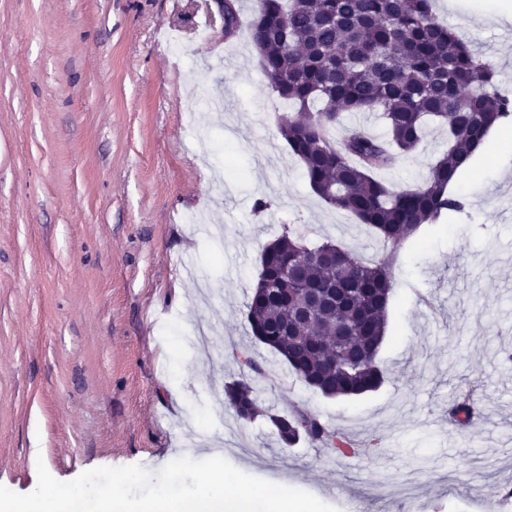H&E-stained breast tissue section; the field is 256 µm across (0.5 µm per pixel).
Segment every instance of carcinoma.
I'll return each instance as SVG.
<instances>
[{
    "label": "carcinoma",
    "instance_id": "carcinoma-1",
    "mask_svg": "<svg viewBox=\"0 0 512 512\" xmlns=\"http://www.w3.org/2000/svg\"><path fill=\"white\" fill-rule=\"evenodd\" d=\"M434 0H255L250 40L272 90L291 102L279 130L288 151L303 163L311 190L327 205L350 212L383 244L379 262L366 264L327 241L309 246L288 228L262 248L261 270L246 302L256 342L279 354L308 387L326 397L359 396L385 381L377 355L386 332L398 247L421 226L465 211L462 196L448 192L462 161L471 157L490 127L512 117V99L498 73L433 12ZM345 112H377L386 126L380 138L361 127L331 131ZM448 132V150L429 166L423 182L396 190L376 176L417 150L428 122ZM291 268L280 292L264 281ZM334 285L339 296L305 315L298 288ZM241 369L262 373L247 351H233ZM224 402L238 419L258 415L246 379L225 384ZM476 414L463 391L448 408L463 423ZM284 445L302 439L337 457L358 453L353 441L321 420L297 412L272 416Z\"/></svg>",
    "mask_w": 512,
    "mask_h": 512
}]
</instances>
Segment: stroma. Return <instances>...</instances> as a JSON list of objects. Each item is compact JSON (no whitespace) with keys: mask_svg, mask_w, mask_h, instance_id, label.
<instances>
[{"mask_svg":"<svg viewBox=\"0 0 512 512\" xmlns=\"http://www.w3.org/2000/svg\"><path fill=\"white\" fill-rule=\"evenodd\" d=\"M500 0H435L512 97ZM204 0H0V485L45 464L155 472L180 448L224 451L257 478L338 512H487L512 488V153L488 145L456 192L464 213L403 242L376 391L328 398L256 343L245 318L263 246L284 228L378 261L374 232L310 189L248 29L227 40ZM447 136L385 172L422 183ZM268 203L255 210L257 199ZM249 348L261 414L224 403ZM473 389L477 415L448 418ZM300 410L354 440L338 458L281 444Z\"/></svg>","mask_w":512,"mask_h":512,"instance_id":"35a3bbf8","label":"stroma"}]
</instances>
